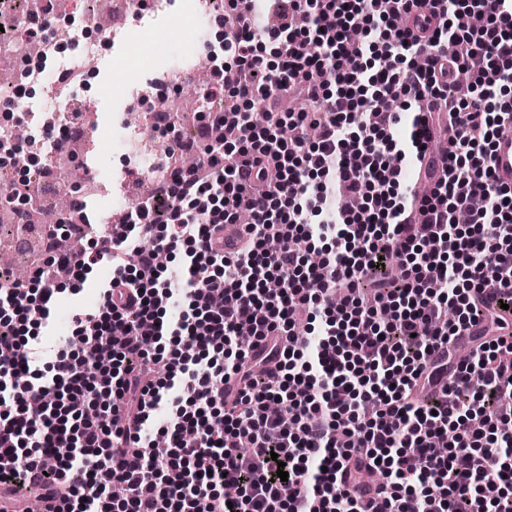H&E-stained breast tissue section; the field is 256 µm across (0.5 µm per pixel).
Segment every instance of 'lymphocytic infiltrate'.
Instances as JSON below:
<instances>
[{
  "instance_id": "1",
  "label": "lymphocytic infiltrate",
  "mask_w": 512,
  "mask_h": 512,
  "mask_svg": "<svg viewBox=\"0 0 512 512\" xmlns=\"http://www.w3.org/2000/svg\"><path fill=\"white\" fill-rule=\"evenodd\" d=\"M238 2L229 93L264 107L296 89L308 108L261 130L238 113L174 170L175 207L147 199L118 237L0 287V486L44 512H512V189L493 172L512 132V0H292L271 30ZM425 6L429 40L395 26ZM409 172L428 194L404 190ZM338 193L357 208L330 210ZM243 209L242 246H213ZM178 249L177 295L157 255ZM98 265L95 311L72 315L79 349L21 345L64 290L57 268L82 283ZM61 446L72 455L45 468Z\"/></svg>"
}]
</instances>
